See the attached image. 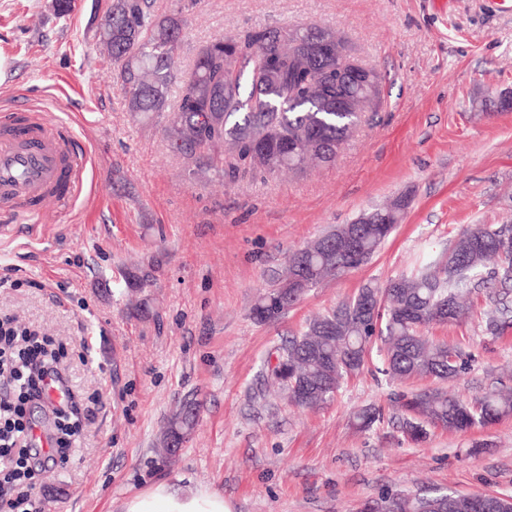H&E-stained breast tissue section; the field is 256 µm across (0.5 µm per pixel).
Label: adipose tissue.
<instances>
[{
    "label": "adipose tissue",
    "mask_w": 512,
    "mask_h": 512,
    "mask_svg": "<svg viewBox=\"0 0 512 512\" xmlns=\"http://www.w3.org/2000/svg\"><path fill=\"white\" fill-rule=\"evenodd\" d=\"M122 512H232L223 494L185 491L161 483L126 500Z\"/></svg>",
    "instance_id": "ef3b65f1"
}]
</instances>
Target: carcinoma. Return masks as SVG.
<instances>
[{"label": "carcinoma", "instance_id": "1", "mask_svg": "<svg viewBox=\"0 0 512 512\" xmlns=\"http://www.w3.org/2000/svg\"><path fill=\"white\" fill-rule=\"evenodd\" d=\"M154 0H109L99 25L112 57L113 79L134 117L166 115L165 133L172 151L196 168L211 170L227 186L250 182L282 170L297 175L311 162L336 160L363 116L336 103L357 90L350 76L336 84V52L325 40L335 31L319 24L288 28L258 24L242 36L215 37L203 45L188 73L176 66L187 20L181 13L158 15ZM403 206L373 209L375 224H341L288 257V264L249 309L257 323H272L310 289L367 264L401 221ZM357 233L364 259L356 262L345 248ZM512 236V224H478L461 232L445 259L426 264L385 283L365 284L347 301L311 319L266 360L265 380L288 401L321 408L334 399L342 382L360 373L370 345L382 343V372L399 381L415 377L446 383L471 367L472 355L425 334L432 324H453L467 317L473 294L485 295L483 328L492 337L512 327V250L488 244ZM126 287L149 286L150 274L138 268L124 273ZM391 406L406 413L400 429L422 442L426 426L464 433L512 415V393L492 390L471 402L436 388L394 395ZM380 406L355 413L359 428L383 419ZM197 414L182 406L162 432V449L185 442ZM439 512H512V497L453 491L392 493L375 512H421L429 503Z\"/></svg>", "mask_w": 512, "mask_h": 512}]
</instances>
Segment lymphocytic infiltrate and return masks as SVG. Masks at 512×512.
Segmentation results:
<instances>
[{
	"label": "lymphocytic infiltrate",
	"mask_w": 512,
	"mask_h": 512,
	"mask_svg": "<svg viewBox=\"0 0 512 512\" xmlns=\"http://www.w3.org/2000/svg\"><path fill=\"white\" fill-rule=\"evenodd\" d=\"M50 376H62L52 341L0 318V512H31L28 486L65 460L67 444L58 439L37 465L29 463L32 427L26 407L44 401L42 384Z\"/></svg>",
	"instance_id": "1"
}]
</instances>
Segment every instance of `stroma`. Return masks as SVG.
I'll list each match as a JSON object with an SVG mask.
<instances>
[{"label":"stroma","instance_id":"obj_1","mask_svg":"<svg viewBox=\"0 0 512 512\" xmlns=\"http://www.w3.org/2000/svg\"><path fill=\"white\" fill-rule=\"evenodd\" d=\"M0 0V112H43L69 124L92 158L74 207L40 206L37 230L12 222L0 267V313L37 326L64 351L82 430L67 462L32 492L36 512H120L159 482L224 494L233 512H359L387 491L512 496V416L471 431L429 428L407 441L391 393L434 381L392 382L372 351L333 401L297 408L263 379L283 337L352 297L364 283L439 258L465 227L512 220V10L495 0H154L188 26L180 65L201 44L257 23L335 27L359 63L383 77L384 102L366 113L336 161L306 174L227 186L189 175L164 119H132L112 78L96 5ZM411 204L361 268L309 290L276 322L249 316L290 251L389 204ZM151 267L128 295L121 270ZM429 333L474 358L448 383L465 400L512 388V328L484 335L479 315ZM199 420L176 458L159 437L182 402ZM384 405L360 431L354 411Z\"/></svg>","mask_w":512,"mask_h":512}]
</instances>
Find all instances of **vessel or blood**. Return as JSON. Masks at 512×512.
Returning <instances> with one entry per match:
<instances>
[{
    "label": "vessel or blood",
    "instance_id": "1",
    "mask_svg": "<svg viewBox=\"0 0 512 512\" xmlns=\"http://www.w3.org/2000/svg\"><path fill=\"white\" fill-rule=\"evenodd\" d=\"M90 161L69 133L41 114L0 116V210L29 220L30 201L54 197L72 206L83 194Z\"/></svg>",
    "mask_w": 512,
    "mask_h": 512
}]
</instances>
